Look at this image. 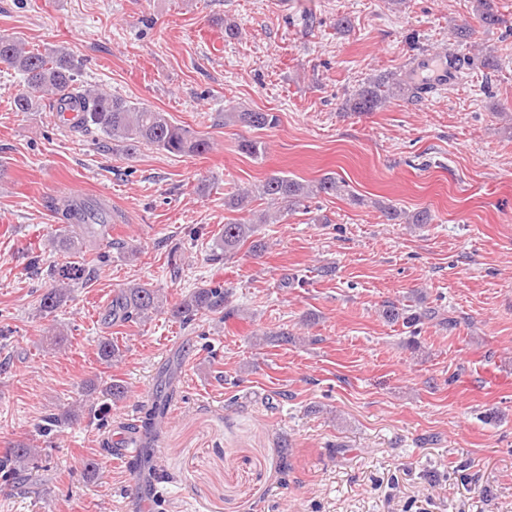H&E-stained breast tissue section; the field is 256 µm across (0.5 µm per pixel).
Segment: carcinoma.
Wrapping results in <instances>:
<instances>
[{
    "mask_svg": "<svg viewBox=\"0 0 512 512\" xmlns=\"http://www.w3.org/2000/svg\"><path fill=\"white\" fill-rule=\"evenodd\" d=\"M481 20L488 26L500 23L495 11L494 0H480ZM0 63L8 65L24 78V89L13 99L18 112H33L44 108L62 115L72 113L70 126L76 130L94 127L105 138L123 145L130 152L141 144L151 145L168 154H203L210 149L207 139L192 134L183 126L170 121L163 112H158L136 103L116 97L104 90H94L80 86L77 67L73 55L64 48H55L44 53L29 48L25 41L14 35H0ZM420 88L402 77L377 75L358 87L347 100L352 112H375L387 102L398 97H415ZM279 118L273 112L262 110H238L234 107L224 112V125L240 124L253 130L273 128ZM342 188L341 182L332 174H326L316 183H306L282 172L267 177L254 190H239L224 198V205L234 211H247L258 195L269 200L274 210L252 213L247 221L230 222L216 241V247L229 257L241 245L252 243L253 251L266 248V243L258 239L260 226L276 224L288 212L296 209L312 196L325 193L334 194ZM57 219L67 227V234L54 240L56 247L64 252L75 254L79 246L93 242L107 224L112 222V212L88 202H65L55 207ZM387 219L403 224H430L433 215L428 210L408 213L394 206L385 208ZM89 269L84 263H65L56 269V280L46 289L39 300V313L56 311L70 297L75 285L88 281ZM229 290L223 288H196L171 308L173 318L188 324L199 314L210 311H224V317L233 315L227 308ZM163 300L159 290L144 284L134 283L121 289L112 298L110 316L112 323L144 322L161 311ZM381 317L388 323L400 322L407 328L415 327L439 316V310L421 305L405 306L387 302L380 310ZM100 361L110 364L122 358L119 345L109 336H101L96 343ZM99 393L114 402L125 398L126 387L113 380L102 388L88 385L86 394ZM76 417V411L67 409L47 419L41 429L50 431L68 424ZM40 453L36 448L23 444L10 448L0 457V469L12 472L24 470L30 461Z\"/></svg>",
    "mask_w": 512,
    "mask_h": 512,
    "instance_id": "carcinoma-1",
    "label": "carcinoma"
}]
</instances>
